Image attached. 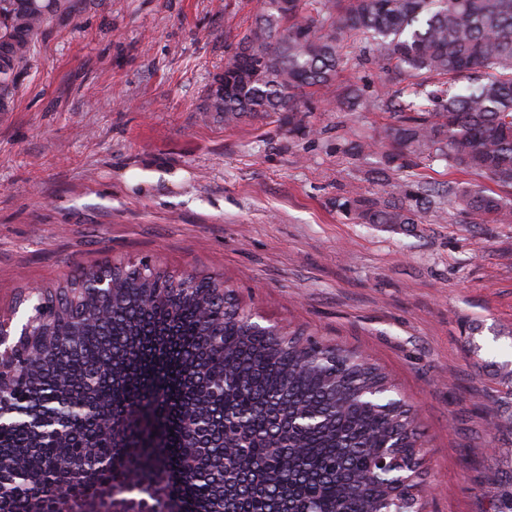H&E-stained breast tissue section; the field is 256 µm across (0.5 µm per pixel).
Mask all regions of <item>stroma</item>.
Instances as JSON below:
<instances>
[{"label":"stroma","mask_w":512,"mask_h":512,"mask_svg":"<svg viewBox=\"0 0 512 512\" xmlns=\"http://www.w3.org/2000/svg\"><path fill=\"white\" fill-rule=\"evenodd\" d=\"M258 0H78L45 28L0 120V312L34 287L147 257L218 274L264 320L301 326L378 364L413 405L427 446L424 512H484L512 470V224L445 212L392 230L337 212L350 189L454 180L446 163L392 157L400 84L361 42L307 100L312 134L285 115L228 127L210 81ZM360 105L340 103L346 84ZM364 139L372 151H357ZM155 171L152 186L135 171Z\"/></svg>","instance_id":"1"}]
</instances>
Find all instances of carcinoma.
<instances>
[{
  "instance_id": "obj_1",
  "label": "carcinoma",
  "mask_w": 512,
  "mask_h": 512,
  "mask_svg": "<svg viewBox=\"0 0 512 512\" xmlns=\"http://www.w3.org/2000/svg\"><path fill=\"white\" fill-rule=\"evenodd\" d=\"M75 17L74 0H0V114L13 111L16 81L38 37ZM360 39L391 76L410 81L407 99L390 103L391 146L400 154L477 171L512 189V0H261L249 33L224 63L234 89L213 76L206 111L231 127L248 118L288 113L290 130L308 135L303 91L332 84L348 64L345 41ZM461 76L464 87L425 91L416 78ZM392 200L359 192L336 199L354 224L401 229L448 207L470 224H512V199L449 181L399 180ZM112 273V296L87 314L82 289ZM63 316L43 323L44 336L65 342L42 351L22 382L5 395L19 413L0 429V482L37 476L51 461L106 445L94 422L71 424L64 440L40 433L25 412L69 417L95 400L114 417L138 405L150 379L165 415L170 454L185 482L176 487L185 512H398L418 500L424 441L411 406L384 372L355 350L290 328L276 339L240 307L217 276H175L148 261L83 270L39 297ZM141 429L126 421L112 437L115 462L106 478L124 480L146 452ZM395 446L393 467L413 475L403 487L384 476L379 458ZM143 478L163 494L170 484L146 466ZM26 483L0 512H55ZM487 512H512V476L500 481Z\"/></svg>"
}]
</instances>
